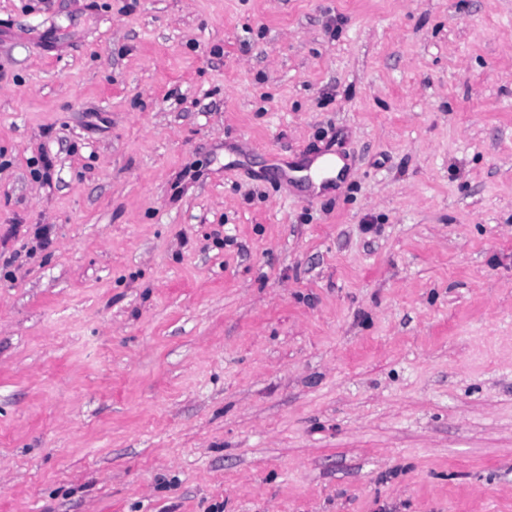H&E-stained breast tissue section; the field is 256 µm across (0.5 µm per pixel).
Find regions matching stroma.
<instances>
[{
  "label": "stroma",
  "instance_id": "1",
  "mask_svg": "<svg viewBox=\"0 0 512 512\" xmlns=\"http://www.w3.org/2000/svg\"><path fill=\"white\" fill-rule=\"evenodd\" d=\"M0 512H512V0H0Z\"/></svg>",
  "mask_w": 512,
  "mask_h": 512
}]
</instances>
